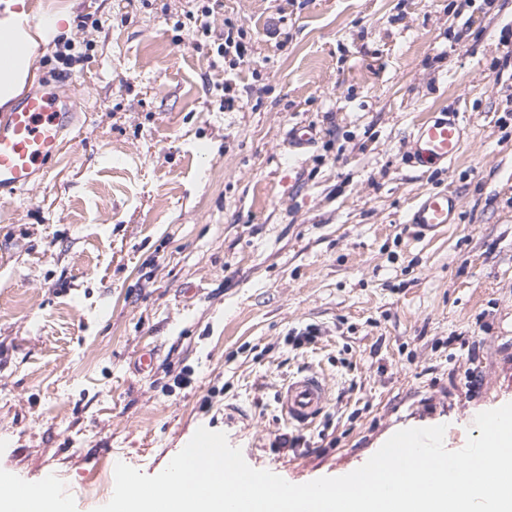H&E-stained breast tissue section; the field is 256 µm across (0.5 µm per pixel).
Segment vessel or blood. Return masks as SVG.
Listing matches in <instances>:
<instances>
[{"label":"vessel or blood","mask_w":512,"mask_h":512,"mask_svg":"<svg viewBox=\"0 0 512 512\" xmlns=\"http://www.w3.org/2000/svg\"><path fill=\"white\" fill-rule=\"evenodd\" d=\"M76 110L68 98L52 90L28 93L14 111L0 113V199L21 194L43 178L48 165L69 144ZM464 129L456 113L448 112L415 125L410 135L412 163L444 166L459 155ZM455 196L428 192L409 217L421 236H429L457 221ZM328 388L315 373L294 377L279 395L282 414L294 427L310 426L328 405Z\"/></svg>","instance_id":"b4317fda"}]
</instances>
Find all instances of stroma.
I'll return each instance as SVG.
<instances>
[{
  "mask_svg": "<svg viewBox=\"0 0 512 512\" xmlns=\"http://www.w3.org/2000/svg\"><path fill=\"white\" fill-rule=\"evenodd\" d=\"M211 2L80 0L27 85L56 84L81 119L0 202V483L54 482L70 512L201 427L303 484L411 425L459 450L512 402V0ZM228 31L249 56L218 55ZM448 110L459 157L414 167L415 124ZM300 125L319 135L297 156ZM429 191L460 209L423 238L407 217ZM145 346L160 357L138 376ZM310 372L330 392L317 441L273 447L278 396Z\"/></svg>",
  "mask_w": 512,
  "mask_h": 512,
  "instance_id": "1",
  "label": "stroma"
}]
</instances>
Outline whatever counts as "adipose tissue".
I'll return each mask as SVG.
<instances>
[{
  "label": "adipose tissue",
  "mask_w": 512,
  "mask_h": 512,
  "mask_svg": "<svg viewBox=\"0 0 512 512\" xmlns=\"http://www.w3.org/2000/svg\"><path fill=\"white\" fill-rule=\"evenodd\" d=\"M78 3L49 11L38 0H0V107H9L33 79L39 46L68 35Z\"/></svg>",
  "instance_id": "ef3b65f1"
}]
</instances>
